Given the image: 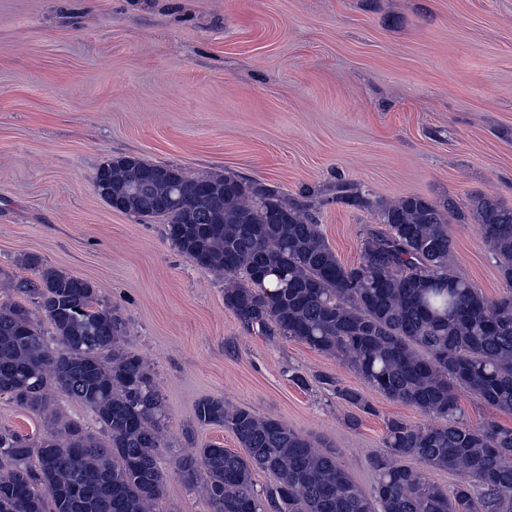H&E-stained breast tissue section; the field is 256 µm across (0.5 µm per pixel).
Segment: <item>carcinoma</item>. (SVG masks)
Instances as JSON below:
<instances>
[{"mask_svg":"<svg viewBox=\"0 0 512 512\" xmlns=\"http://www.w3.org/2000/svg\"><path fill=\"white\" fill-rule=\"evenodd\" d=\"M141 170L140 157L112 159V192ZM171 187L143 186L124 213L161 218L170 243L207 274L224 279V308L243 328L283 336L341 359L371 387L436 420L393 419L376 480L360 489L336 456L271 416L205 398L199 425L229 429L246 453L207 446L171 468L202 486L213 512H512V427L460 421L459 389L512 414V209L486 197L462 211L417 194L378 205L356 266L325 238L312 193L284 197L232 173L189 176L169 167ZM336 203L374 205L336 183ZM472 221L499 260L506 290L487 298L451 269L448 224ZM30 277L11 279L20 296L0 303V395L48 420L33 439L0 430V512H157L168 472L161 447L166 414L142 359L125 351V323L87 280L21 260ZM51 327L45 332L37 314ZM88 406L102 439L51 411V394ZM37 459L31 464V459ZM458 476L448 490L428 472ZM276 483L261 494L253 476Z\"/></svg>","mask_w":512,"mask_h":512,"instance_id":"cac0c4a2","label":"carcinoma"}]
</instances>
